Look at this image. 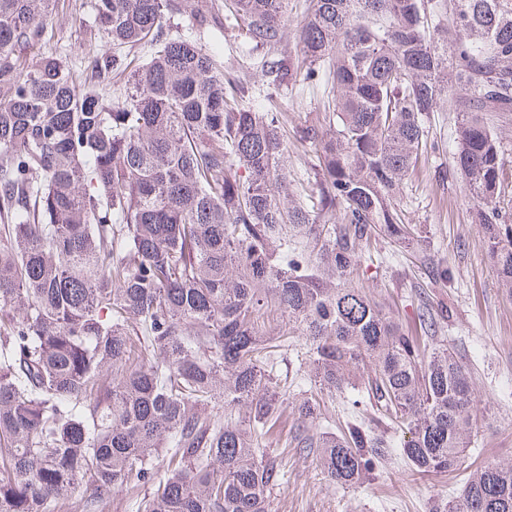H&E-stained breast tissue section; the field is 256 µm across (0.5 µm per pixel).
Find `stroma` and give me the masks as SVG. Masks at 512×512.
<instances>
[{"label":"stroma","mask_w":512,"mask_h":512,"mask_svg":"<svg viewBox=\"0 0 512 512\" xmlns=\"http://www.w3.org/2000/svg\"><path fill=\"white\" fill-rule=\"evenodd\" d=\"M208 25L199 34L203 47L251 87L255 106L265 103L263 78L252 65L235 30L224 22V0H197ZM101 40L91 0H57L53 36L28 49L31 59L57 54L81 59L80 74L92 75L94 59L108 54ZM323 88L294 86L275 101L288 128L291 189L315 182L316 159L298 140L307 126H321ZM457 115L436 112L427 125L438 152L422 154L416 174L403 187L401 209L415 224L419 238L398 243L379 236V266L359 267L352 281L371 287L385 313L404 331L421 335L417 292L448 312L445 334L457 356L467 364L472 385L485 408L459 471L453 474H418L404 461L389 458L377 479L345 489L327 481L314 455L286 447L297 426L293 411H286L278 431L265 446L286 473L283 486L269 495V512H427V502L444 499L461 487L464 476L483 461H512V296L497 285L487 258V241L472 222L473 201L452 166ZM448 266L449 281L433 280L432 265Z\"/></svg>","instance_id":"obj_1"}]
</instances>
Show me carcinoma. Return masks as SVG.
<instances>
[{"label":"carcinoma","mask_w":512,"mask_h":512,"mask_svg":"<svg viewBox=\"0 0 512 512\" xmlns=\"http://www.w3.org/2000/svg\"><path fill=\"white\" fill-rule=\"evenodd\" d=\"M55 2L0 0V512H99L123 491L134 512H268L285 473L259 440L283 412L290 338L307 346L294 443L328 480L359 486L395 452L457 469L483 417L467 365L422 349L350 275L376 236L415 235L400 190L448 110L512 292V0H311L300 54L254 62L276 90L328 89L324 126L299 136L319 167L301 201L283 114L172 31L203 25L195 0H95L112 53L88 83L63 56L22 53L51 40ZM287 4L230 0L224 20L274 49ZM443 319L423 303L428 338ZM336 393L345 420L315 431ZM385 420L409 434L397 449ZM432 512H512V464L473 470Z\"/></svg>","instance_id":"1"}]
</instances>
